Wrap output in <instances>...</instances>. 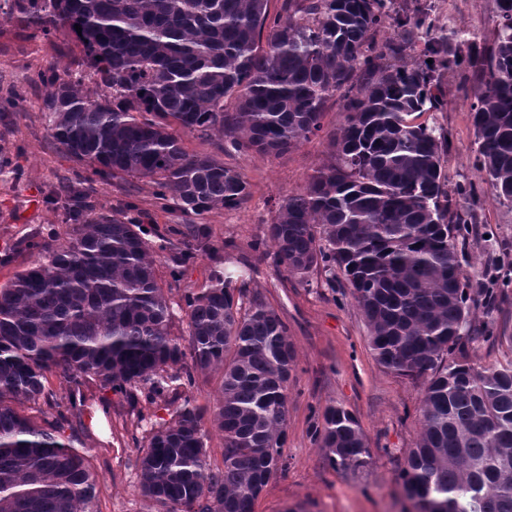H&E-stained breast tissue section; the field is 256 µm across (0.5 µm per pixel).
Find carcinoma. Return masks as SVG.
<instances>
[{
	"label": "carcinoma",
	"instance_id": "1",
	"mask_svg": "<svg viewBox=\"0 0 512 512\" xmlns=\"http://www.w3.org/2000/svg\"><path fill=\"white\" fill-rule=\"evenodd\" d=\"M10 14L49 39L69 30L76 71L46 79L51 135L91 175L65 188L71 231L44 259L0 287V512H97L87 456L57 423L22 405L70 386L58 418L96 384L139 403L179 398L171 421L139 450L140 495L157 512H253L285 465L288 381L295 350L271 307L243 308L231 273L214 270L178 303L159 284L158 253L141 224L115 213L87 219L95 178L147 179L185 214L239 207L243 175L211 155H189L179 132L218 135L237 151L275 155L323 131L337 98L344 124L326 132L328 157L288 195L268 227L279 265L300 280L322 268L351 294L377 362L423 385L418 439L399 480L418 512H512V362H471L470 292L449 216L442 128L419 121L443 104L445 74L465 56L457 33L432 36L427 14L397 18L399 39L375 35L393 0H7ZM477 62L472 88L477 159L492 196L512 204V0ZM82 33H77L75 25ZM425 42L432 63L406 61ZM103 93L84 88V74ZM235 108L224 110V100ZM203 234L182 241L180 277ZM185 313L188 338L173 334ZM221 373L213 422L223 467H211L204 412L186 391L195 374ZM312 436L333 467H365L370 449L355 415L329 404Z\"/></svg>",
	"mask_w": 512,
	"mask_h": 512
}]
</instances>
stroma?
<instances>
[{"label": "stroma", "mask_w": 512, "mask_h": 512, "mask_svg": "<svg viewBox=\"0 0 512 512\" xmlns=\"http://www.w3.org/2000/svg\"><path fill=\"white\" fill-rule=\"evenodd\" d=\"M427 9L444 29L465 33L463 55L480 57L491 41L497 20V0H393V19L381 38H398L396 15ZM68 32L44 39L16 18L0 17V286L41 260V243L66 237L69 226L61 189L85 166L68 157L53 139L44 108L43 76L69 66ZM480 77L466 67L445 78L442 111L425 113V121L449 134L446 167L450 185L470 188L477 201L475 229L457 241L462 264L484 271L499 262H512V205L495 202L477 164V144L470 100L466 92ZM191 154L212 155L240 171L248 182L249 198L239 207L185 215L162 208L149 181L127 177L99 184L96 210L127 212L150 230L153 244L179 242L180 231L197 225L206 229L210 250L199 252L179 280L158 261L159 284L171 299L204 287L216 263L232 268L250 263L254 271L238 281L244 300L257 299L273 308L288 327L296 350L295 370L288 383L286 465L268 480L254 512H286L297 503L310 512H408L398 473L407 448L419 434L422 384L383 370L368 347L365 321L343 286H330L329 275L317 270L303 281L276 265L270 254L267 229L282 201L302 189L327 158L325 139L314 137L280 155L238 152L219 136L184 134ZM262 243L266 258L252 249ZM82 415L63 421V439L79 440L91 460L99 496L97 512H156L139 493L138 450L146 444L144 428L136 424L137 410L121 395L89 385ZM334 403L357 416L371 450L360 469L334 468L310 435L312 423L326 404Z\"/></svg>", "instance_id": "35a3bbf8"}]
</instances>
